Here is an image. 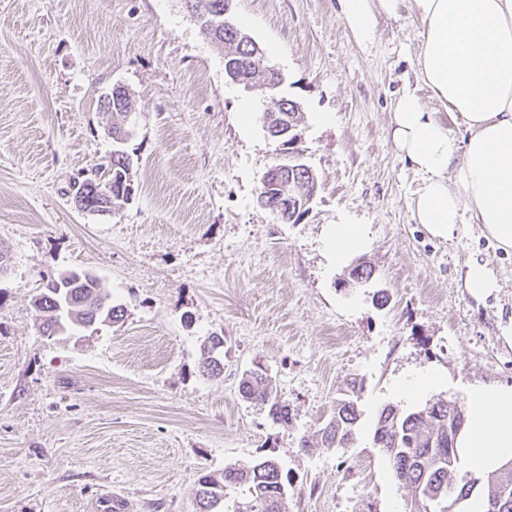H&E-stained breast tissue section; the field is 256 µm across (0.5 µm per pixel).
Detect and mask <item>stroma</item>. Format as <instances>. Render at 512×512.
<instances>
[{
  "label": "stroma",
  "instance_id": "35a3bbf8",
  "mask_svg": "<svg viewBox=\"0 0 512 512\" xmlns=\"http://www.w3.org/2000/svg\"><path fill=\"white\" fill-rule=\"evenodd\" d=\"M232 14L302 108L320 188L296 224L257 203L275 163L264 96L225 77L183 0H0V512H100L110 493L123 512H198L201 475L264 457L292 482L290 512H405L378 412L512 386V252L475 226L431 238L408 209L420 179L393 147L392 101L411 86L450 119L415 81L412 0L365 41L336 0H233ZM116 84L136 102L135 193L80 212L71 185L112 150L100 99ZM331 224L362 226L370 285L339 287ZM475 263L497 282L480 299L464 286ZM75 267L126 317L41 335L32 301ZM216 333L214 377L200 362ZM258 366L289 426L240 396ZM425 372L440 383L406 401ZM354 377V444L302 447ZM209 339V345L203 348L201 370L203 374L219 375L224 370V337L213 335Z\"/></svg>",
  "mask_w": 512,
  "mask_h": 512
}]
</instances>
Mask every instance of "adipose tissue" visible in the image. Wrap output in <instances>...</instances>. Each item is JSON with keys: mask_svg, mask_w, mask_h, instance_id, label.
<instances>
[{"mask_svg": "<svg viewBox=\"0 0 512 512\" xmlns=\"http://www.w3.org/2000/svg\"><path fill=\"white\" fill-rule=\"evenodd\" d=\"M397 2L336 0V10L364 40ZM413 11L423 27L419 78L467 132L457 145L413 90L395 100L393 146L422 177L409 200L413 218L444 240L475 224L512 250V0H413ZM455 444L476 471L512 458V387L476 389Z\"/></svg>", "mask_w": 512, "mask_h": 512, "instance_id": "obj_1", "label": "adipose tissue"}]
</instances>
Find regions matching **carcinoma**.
I'll use <instances>...</instances> for the list:
<instances>
[{"instance_id":"cac0c4a2","label":"carcinoma","mask_w":512,"mask_h":512,"mask_svg":"<svg viewBox=\"0 0 512 512\" xmlns=\"http://www.w3.org/2000/svg\"><path fill=\"white\" fill-rule=\"evenodd\" d=\"M203 33L219 46L230 48L238 65L256 71L262 56L253 47L221 31ZM130 131L123 123H112V154L106 164L90 169L83 179L73 183V198L83 197L87 183L102 179L112 171V205L120 206L130 199L128 192L119 198L120 186L134 183V163L124 145ZM39 329L54 336L73 328H83L92 319L118 323L125 309L109 302L101 292L97 279L67 283V274L50 279L33 303ZM224 336L213 335L202 352L201 370L219 375L224 370ZM364 381L352 379L338 392L330 420L320 428L317 438L324 448H349L357 437L361 417L360 401ZM240 395L248 401L269 405V414L280 424L290 423L288 404L273 395L271 377L261 368L243 376ZM464 406L448 400L429 401L417 411L407 412L393 405L383 407L377 416L373 441L388 457L397 480L409 491V512H448V506L468 499L479 490L484 512H512V466L506 464L486 475L467 472L458 474V450L449 446L448 437L466 420ZM288 485L277 462L262 459L250 465L229 466L220 474L199 479L196 493L199 512H288ZM241 490L244 501L233 502L226 510L229 491Z\"/></svg>"}]
</instances>
